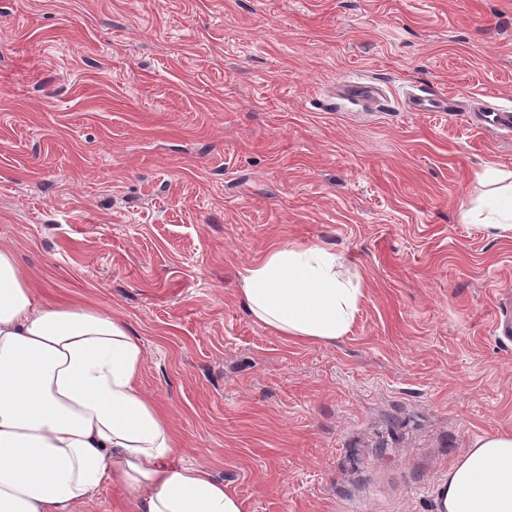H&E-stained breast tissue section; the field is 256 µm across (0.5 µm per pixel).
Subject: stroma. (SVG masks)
Returning <instances> with one entry per match:
<instances>
[{"instance_id": "obj_1", "label": "stroma", "mask_w": 512, "mask_h": 512, "mask_svg": "<svg viewBox=\"0 0 512 512\" xmlns=\"http://www.w3.org/2000/svg\"><path fill=\"white\" fill-rule=\"evenodd\" d=\"M352 72L388 110H329ZM422 83L465 111H409ZM489 103L512 0H0V246L41 304L129 325L182 459L246 512H437L473 436L512 432V238L462 218L512 171ZM288 241L362 278L344 338L241 306Z\"/></svg>"}]
</instances>
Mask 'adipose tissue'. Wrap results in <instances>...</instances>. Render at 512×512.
I'll return each instance as SVG.
<instances>
[{
  "mask_svg": "<svg viewBox=\"0 0 512 512\" xmlns=\"http://www.w3.org/2000/svg\"><path fill=\"white\" fill-rule=\"evenodd\" d=\"M497 192L464 221L512 237V172L486 169ZM318 245L277 243L241 275L240 300L280 336H346L362 280ZM143 350L100 306L38 304L0 246V512H84L105 482L135 512H245L211 472L180 459L168 416L139 385ZM438 512H512V433L474 438L437 486Z\"/></svg>",
  "mask_w": 512,
  "mask_h": 512,
  "instance_id": "adipose-tissue-1",
  "label": "adipose tissue"
}]
</instances>
